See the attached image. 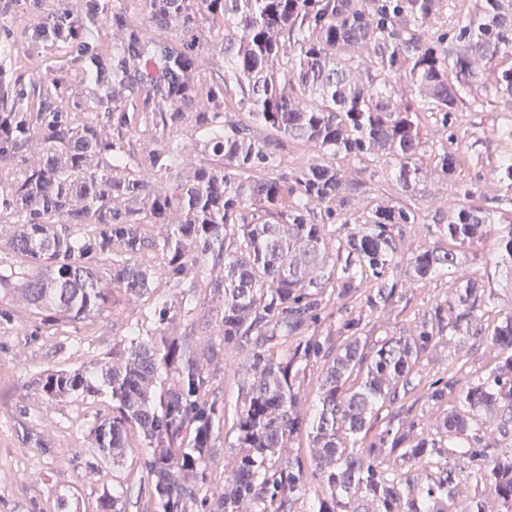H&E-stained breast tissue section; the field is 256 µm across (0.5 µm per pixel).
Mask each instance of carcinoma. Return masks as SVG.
I'll return each mask as SVG.
<instances>
[{
  "label": "carcinoma",
  "instance_id": "carcinoma-1",
  "mask_svg": "<svg viewBox=\"0 0 512 512\" xmlns=\"http://www.w3.org/2000/svg\"><path fill=\"white\" fill-rule=\"evenodd\" d=\"M84 0L62 11L64 32L41 35L61 47L77 44L89 84L85 100L62 111L60 79L39 86L0 72V214L13 216L8 248L18 261L0 265V292L19 296L46 320L77 322L119 289L149 293V255L179 289L174 302L152 309L154 334L130 340L90 371L56 370L40 378L48 399L105 396L111 414L92 428L99 455L122 456L130 430L143 441L149 494L128 486L103 490L97 512H292L319 480L311 512H512V315L491 334L480 325L493 300L481 279L466 277L456 296L437 302L414 334L377 337L345 316L363 285L371 312L394 304L400 240L416 224L433 223L448 239L410 260L413 276L430 280L459 267L455 246L493 234L497 264L512 274V120L495 169L506 186L500 205L475 200L431 217L411 207L375 204L351 210L366 182L348 181L339 159L388 157L405 192L421 182L418 110L393 101L403 81L425 111L447 126L456 112L483 106L467 95L481 82L472 59L495 72L485 99L512 112V0H475L450 30L426 36L443 0ZM206 21L220 37L224 75L206 80L207 57L197 34ZM124 32L112 52L97 49L100 28ZM178 42L148 38L147 28ZM363 44L364 59L350 55ZM236 98L246 122L226 118ZM193 126L204 153H186L180 135ZM162 129L153 148L137 152L133 132ZM38 141L43 161L26 166ZM304 142L322 161L288 164V143ZM444 177L460 166L457 150L430 151ZM171 182L168 192L157 183ZM179 221L150 236L148 224ZM92 224L96 232H82ZM332 225V234L325 227ZM224 267V276L206 279ZM213 303L197 319L198 283ZM336 320V329L319 327ZM186 322L184 331L176 323ZM224 345L243 355L233 430L238 460L224 493H207L208 461L224 410L210 395L208 363L221 345L200 343L211 323ZM463 349L486 337L499 348L495 364L473 382L458 373L421 387L415 367L443 338ZM323 361L322 392L310 423L309 458L286 451L300 433V382ZM449 405L436 429L413 434L416 405ZM497 419L496 427L486 418ZM475 464L474 496L457 502L448 457Z\"/></svg>",
  "mask_w": 512,
  "mask_h": 512
}]
</instances>
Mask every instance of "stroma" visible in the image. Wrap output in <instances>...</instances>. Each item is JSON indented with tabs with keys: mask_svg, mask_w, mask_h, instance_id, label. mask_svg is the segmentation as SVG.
<instances>
[{
	"mask_svg": "<svg viewBox=\"0 0 512 512\" xmlns=\"http://www.w3.org/2000/svg\"><path fill=\"white\" fill-rule=\"evenodd\" d=\"M46 10L35 0H17L6 23L11 38L5 63L37 82L62 77L68 85L64 109H72L83 88L75 62L76 48L67 49L48 42L28 44L21 33H38ZM505 122L503 105L485 103L477 112H463L451 127L424 119L421 135L427 146L447 144L457 148L461 165L454 177L434 171L428 157H421L424 180L407 194L385 178L366 194L355 198L353 211L363 212L375 202H404L424 215L447 211L449 204L463 201V187H472L478 196L495 200L504 195L494 167L504 150L500 130ZM436 229L423 225L405 231L400 244L403 262L399 266L400 301L375 312L361 306L350 310L374 335L413 333L425 311L439 300L453 297L462 282L448 272L421 283L414 281L408 263L417 253L436 245ZM498 253L495 237L489 236L460 247L459 263L472 277L487 280L494 298L482 318L486 328H494L512 315V279L495 272ZM163 273L152 278L148 296L136 298L114 291L98 312L76 323H41L23 301L0 298V512H58L60 497H68L70 512H95L102 490L114 485L146 487L141 437L131 433L121 458L100 457L94 449L91 429L109 412L104 398L67 397L48 400L39 380L49 369L90 368L130 344L132 328L141 338H149L155 328L147 312L156 302L171 300ZM497 347L483 341L473 352L455 350L448 341L432 345L421 355L417 368L435 379L446 375L450 366H462L463 377L475 378L494 363ZM212 386L224 404V425L215 439V452L208 465L211 492L224 489V476L236 461L233 424L237 416V395L242 367L235 351L223 350L209 367Z\"/></svg>",
	"mask_w": 512,
	"mask_h": 512,
	"instance_id": "35a3bbf8",
	"label": "stroma"
}]
</instances>
